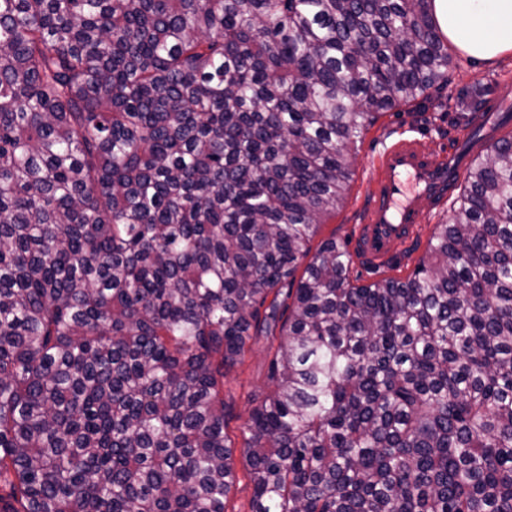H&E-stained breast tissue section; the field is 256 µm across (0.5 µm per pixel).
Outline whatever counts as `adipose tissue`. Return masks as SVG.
I'll list each match as a JSON object with an SVG mask.
<instances>
[{"label": "adipose tissue", "instance_id": "adipose-tissue-1", "mask_svg": "<svg viewBox=\"0 0 512 512\" xmlns=\"http://www.w3.org/2000/svg\"><path fill=\"white\" fill-rule=\"evenodd\" d=\"M432 11L456 52L487 65L512 53V0H432Z\"/></svg>", "mask_w": 512, "mask_h": 512}]
</instances>
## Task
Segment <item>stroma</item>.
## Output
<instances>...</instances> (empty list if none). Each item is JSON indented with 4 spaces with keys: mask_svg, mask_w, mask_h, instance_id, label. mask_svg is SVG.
I'll use <instances>...</instances> for the list:
<instances>
[{
    "mask_svg": "<svg viewBox=\"0 0 512 512\" xmlns=\"http://www.w3.org/2000/svg\"><path fill=\"white\" fill-rule=\"evenodd\" d=\"M512 100V54L504 56L490 67L452 54L445 89L419 105L403 107L381 115L357 142L352 174L345 198L336 211L325 216L319 236L326 239L353 242L355 228L365 209L369 184L374 172V160L384 143L399 136L428 141L436 151L447 149L458 130L465 126L471 114L479 111L492 95ZM452 205L432 210L426 224L400 265L375 268L360 257H353L351 276L359 283L369 284L385 277L406 278L427 253L428 242L436 225L447 223ZM267 379V350L265 342L252 345L242 361L224 380L226 432L235 446H242V424L247 416L251 398H262L271 392Z\"/></svg>",
    "mask_w": 512,
    "mask_h": 512,
    "instance_id": "obj_1",
    "label": "stroma"
}]
</instances>
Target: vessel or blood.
<instances>
[{
    "label": "vessel or blood",
    "instance_id": "1",
    "mask_svg": "<svg viewBox=\"0 0 512 512\" xmlns=\"http://www.w3.org/2000/svg\"><path fill=\"white\" fill-rule=\"evenodd\" d=\"M510 127L512 109L494 97L445 154L435 153L419 138H401L386 146L370 184L365 220L355 233L361 258L378 268L398 263L401 256L395 247L414 242L425 220L426 203L442 206L454 193L472 154Z\"/></svg>",
    "mask_w": 512,
    "mask_h": 512
}]
</instances>
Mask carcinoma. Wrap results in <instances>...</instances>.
<instances>
[{"label":"carcinoma","mask_w":512,"mask_h":512,"mask_svg":"<svg viewBox=\"0 0 512 512\" xmlns=\"http://www.w3.org/2000/svg\"><path fill=\"white\" fill-rule=\"evenodd\" d=\"M449 63L431 0H0V512H227L261 336L250 512H512V133L406 279L312 248ZM267 361L266 344L260 340L252 345L243 362L224 378L226 432L236 446V482L227 502L228 512L250 510L252 485L242 457L241 427L251 407L249 399H261L274 389L267 379Z\"/></svg>","instance_id":"carcinoma-1"}]
</instances>
